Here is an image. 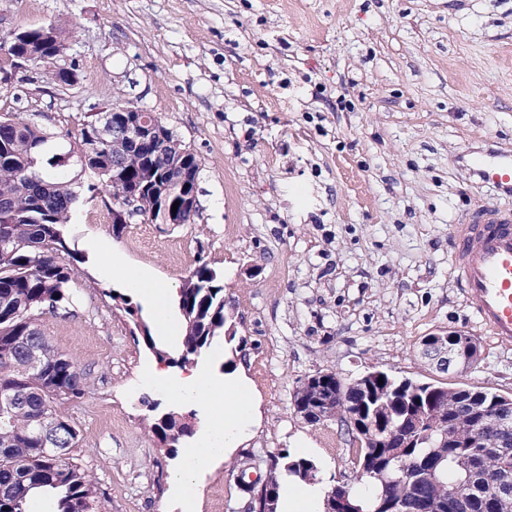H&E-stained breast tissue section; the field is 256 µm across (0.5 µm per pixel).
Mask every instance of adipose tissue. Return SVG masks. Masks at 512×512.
Returning a JSON list of instances; mask_svg holds the SVG:
<instances>
[{"mask_svg": "<svg viewBox=\"0 0 512 512\" xmlns=\"http://www.w3.org/2000/svg\"><path fill=\"white\" fill-rule=\"evenodd\" d=\"M104 270L120 273L124 286L153 307L155 327L161 336L179 340L181 325L168 310L169 288L149 271L127 267L122 257L116 255L108 257ZM150 380L166 388L173 397L195 401L204 412L206 438L201 446L185 448V463L173 476L178 484L191 487L200 470L232 453L246 437L252 407L250 385L231 372L225 373L223 380H215L202 368L174 383L162 371L155 370ZM280 483L278 512H321L328 493L325 484H306L288 476L282 477Z\"/></svg>", "mask_w": 512, "mask_h": 512, "instance_id": "obj_1", "label": "adipose tissue"}]
</instances>
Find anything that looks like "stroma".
Returning <instances> with one entry per match:
<instances>
[{"mask_svg": "<svg viewBox=\"0 0 512 512\" xmlns=\"http://www.w3.org/2000/svg\"><path fill=\"white\" fill-rule=\"evenodd\" d=\"M52 21L72 31L78 84L54 92L25 73L0 83V115L32 122L60 150L91 114L125 99L158 115L200 161L191 224H112L107 192L84 198L68 226L77 289L44 317L91 397L69 403L71 452L110 512H246L237 464L286 450L311 458L327 485L353 479L357 446L336 420L309 422L293 394L316 372L350 383L398 378L479 386L512 397V349L465 307L452 269L460 211L503 195L475 189L467 146L512 148V0H0V36ZM151 268L171 290L199 261L223 274L232 345L199 359L216 378L232 364L251 384L256 424L190 488L171 475L148 424L197 406L147 376L162 363L138 322L150 307L103 273L107 252ZM460 332L481 360L436 367L424 336Z\"/></svg>", "mask_w": 512, "mask_h": 512, "instance_id": "obj_1", "label": "stroma"}]
</instances>
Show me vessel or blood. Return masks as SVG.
Segmentation results:
<instances>
[{"mask_svg":"<svg viewBox=\"0 0 512 512\" xmlns=\"http://www.w3.org/2000/svg\"><path fill=\"white\" fill-rule=\"evenodd\" d=\"M462 167L508 196L504 205H474L451 231L456 280L483 330L503 349L512 348V150L493 143L469 147Z\"/></svg>","mask_w":512,"mask_h":512,"instance_id":"vessel-or-blood-1","label":"vessel or blood"}]
</instances>
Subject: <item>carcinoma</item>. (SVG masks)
Instances as JSON below:
<instances>
[{"mask_svg": "<svg viewBox=\"0 0 512 512\" xmlns=\"http://www.w3.org/2000/svg\"><path fill=\"white\" fill-rule=\"evenodd\" d=\"M55 37L42 41L39 28L26 29L27 38L6 48L0 61L14 67L29 56L53 87H61L63 61L69 41L63 27L49 23ZM99 114L92 115L80 133L77 150L48 154L49 137L38 126L0 118V512H30L34 491L45 495L46 512H108L94 475L67 461L79 431L64 405L80 401L92 389L75 361L51 343L43 316L55 314L70 302L78 261L68 244L67 225L77 207L81 184L64 169L77 166L89 172L112 202L126 194L139 198L143 218L160 224L161 211L153 187L139 179L150 171L166 182L174 173L170 150L124 144L112 148V138L96 144L87 138ZM119 174L112 175V158ZM183 321L179 355L174 363L187 366L224 334V285L205 261L177 293ZM38 366H31V360ZM374 388L384 396L385 411L378 438H391L379 448L354 434L359 443L355 481L339 486L349 512H448V492L459 489L454 512H512V404L481 389L477 403L456 389L429 384L415 392L397 393L400 381L386 372ZM368 406L362 386L352 384L336 418ZM496 416L483 423V443L470 444L471 431L482 412ZM51 415L60 431L51 440L38 435L43 415ZM453 423L454 438L446 441L445 423ZM180 419L150 426L159 443L171 444V455L183 438ZM312 460L287 451L271 453L266 461L265 490L277 512L279 481L284 475L301 481L317 479Z\"/></svg>", "mask_w": 512, "mask_h": 512, "instance_id": "1", "label": "carcinoma"}]
</instances>
